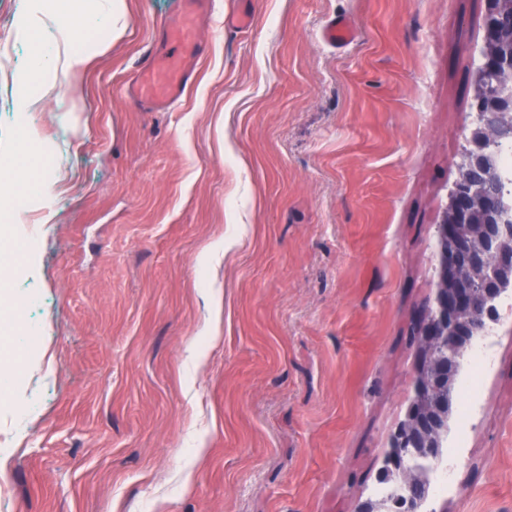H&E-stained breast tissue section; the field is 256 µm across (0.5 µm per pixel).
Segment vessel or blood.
Wrapping results in <instances>:
<instances>
[{"label": "vessel or blood", "instance_id": "b4317fda", "mask_svg": "<svg viewBox=\"0 0 512 512\" xmlns=\"http://www.w3.org/2000/svg\"><path fill=\"white\" fill-rule=\"evenodd\" d=\"M219 0H179L177 18L166 25L154 45L151 60L141 67L128 85L129 96L139 104L167 109L181 97L191 81L197 60L203 53L198 27L213 15Z\"/></svg>", "mask_w": 512, "mask_h": 512}]
</instances>
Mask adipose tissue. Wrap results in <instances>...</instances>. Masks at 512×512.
Returning <instances> with one entry per match:
<instances>
[{"label": "adipose tissue", "instance_id": "ef3b65f1", "mask_svg": "<svg viewBox=\"0 0 512 512\" xmlns=\"http://www.w3.org/2000/svg\"><path fill=\"white\" fill-rule=\"evenodd\" d=\"M125 0H31L20 19L22 33L36 44L26 73L17 78L18 110L31 112L51 96L56 81L31 89L29 73L61 72L77 78L127 29Z\"/></svg>", "mask_w": 512, "mask_h": 512}]
</instances>
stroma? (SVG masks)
<instances>
[{"label": "stroma", "instance_id": "1", "mask_svg": "<svg viewBox=\"0 0 512 512\" xmlns=\"http://www.w3.org/2000/svg\"><path fill=\"white\" fill-rule=\"evenodd\" d=\"M28 0H0V161ZM175 108L128 96L176 0H127L55 146L36 272L0 283V330L34 296L0 400V512H351L373 499L413 396L412 323L434 226L475 123L483 0H223ZM250 9L246 32L224 13ZM343 18L357 37L332 44ZM223 242L220 262L205 250ZM438 512H512V319Z\"/></svg>", "mask_w": 512, "mask_h": 512}]
</instances>
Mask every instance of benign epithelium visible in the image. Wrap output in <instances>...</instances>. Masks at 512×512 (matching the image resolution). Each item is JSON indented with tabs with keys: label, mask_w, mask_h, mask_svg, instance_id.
<instances>
[{
	"label": "benign epithelium",
	"mask_w": 512,
	"mask_h": 512,
	"mask_svg": "<svg viewBox=\"0 0 512 512\" xmlns=\"http://www.w3.org/2000/svg\"><path fill=\"white\" fill-rule=\"evenodd\" d=\"M484 2L483 50L475 74L477 125L449 207L434 225L437 272L457 265L461 275L451 290L436 285L414 327L420 349L431 353L445 343L448 354L415 377L414 386L424 385L427 391L408 423L392 436L388 466L393 469L400 463L408 465L410 451L430 462L440 459L439 401L454 395L448 383L455 366L453 353L463 347L466 337L482 331L472 318L496 296L501 282L512 278V224L503 213L507 203L481 161L486 142L512 141V0Z\"/></svg>",
	"instance_id": "obj_1"
}]
</instances>
